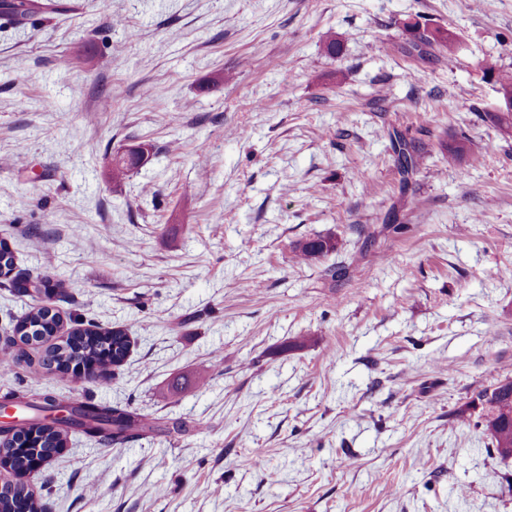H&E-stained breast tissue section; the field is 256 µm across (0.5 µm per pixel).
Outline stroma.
I'll list each match as a JSON object with an SVG mask.
<instances>
[{
    "mask_svg": "<svg viewBox=\"0 0 512 512\" xmlns=\"http://www.w3.org/2000/svg\"><path fill=\"white\" fill-rule=\"evenodd\" d=\"M439 31L453 54L412 52ZM488 62L512 72V0L0 17V239L17 274L69 292L0 280V336L50 303L65 327L134 341L103 384L58 380L15 343L0 390L89 394L158 425L73 437L21 475L47 512H512V460L455 420L512 377V132L487 118ZM395 132L424 157L407 181ZM139 143L147 163L108 179ZM317 236L337 250L297 262Z\"/></svg>",
    "mask_w": 512,
    "mask_h": 512,
    "instance_id": "35a3bbf8",
    "label": "stroma"
}]
</instances>
